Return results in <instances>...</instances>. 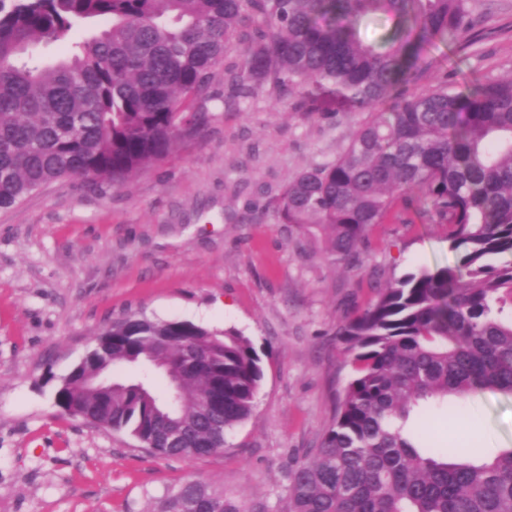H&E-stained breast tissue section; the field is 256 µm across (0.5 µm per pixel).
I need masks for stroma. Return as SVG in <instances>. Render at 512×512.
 I'll return each instance as SVG.
<instances>
[{
    "mask_svg": "<svg viewBox=\"0 0 512 512\" xmlns=\"http://www.w3.org/2000/svg\"><path fill=\"white\" fill-rule=\"evenodd\" d=\"M468 3L469 41L433 49L416 91L512 78V0ZM241 51L224 56L200 134L124 185L60 179L0 209V512H149L193 479L241 512H277L351 376L340 323L393 279L453 262L447 225L421 221L412 203L370 229L354 266L281 223L288 181L334 162L363 116L304 111L299 89L225 102ZM131 314L232 329L258 351L254 411L220 454L153 456L59 414L47 374L66 376L103 325ZM460 418L463 434L448 427ZM407 429L444 446L469 438L486 459L512 448V397L420 406Z\"/></svg>",
    "mask_w": 512,
    "mask_h": 512,
    "instance_id": "stroma-1",
    "label": "stroma"
}]
</instances>
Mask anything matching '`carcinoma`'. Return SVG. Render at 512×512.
I'll return each instance as SVG.
<instances>
[{
  "label": "carcinoma",
  "mask_w": 512,
  "mask_h": 512,
  "mask_svg": "<svg viewBox=\"0 0 512 512\" xmlns=\"http://www.w3.org/2000/svg\"><path fill=\"white\" fill-rule=\"evenodd\" d=\"M376 14L395 21L377 44L359 36ZM95 19L106 26L67 57L31 63ZM469 30L467 0H0V209L59 179L121 185L197 135L235 42L245 43L236 98L310 85L308 112L320 91L345 112L390 102L335 162L288 182L280 220L317 226L328 257L357 265L368 229L417 188L420 213L448 225L455 261L404 274L339 326L354 373L280 512H512V448L476 462L470 441L445 456L403 429L422 402L512 395V79L410 91L429 49ZM130 365L139 376L114 378ZM96 373L112 383L89 384ZM262 377L257 350L233 330L132 314L100 330L54 397L63 415L193 459L224 449ZM216 379L218 412L205 403ZM153 512L239 507L188 481Z\"/></svg>",
  "instance_id": "1"
}]
</instances>
